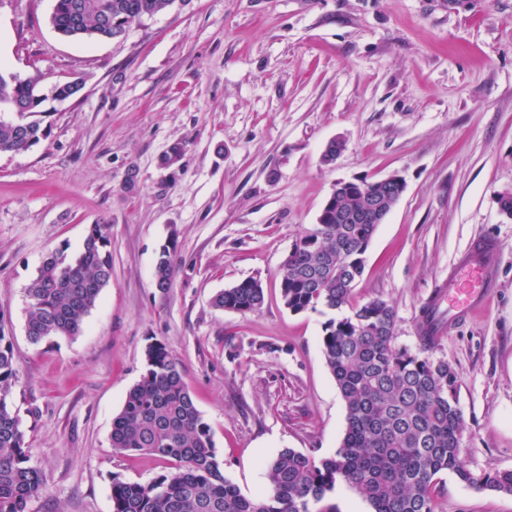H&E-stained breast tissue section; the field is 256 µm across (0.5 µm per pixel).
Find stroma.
Wrapping results in <instances>:
<instances>
[{"instance_id": "1", "label": "stroma", "mask_w": 512, "mask_h": 512, "mask_svg": "<svg viewBox=\"0 0 512 512\" xmlns=\"http://www.w3.org/2000/svg\"><path fill=\"white\" fill-rule=\"evenodd\" d=\"M51 11L52 0H0V71L81 84L47 104L37 145L0 154V330L43 483L28 512H112L113 479L169 472L111 446L155 342L180 363L244 495L267 489L282 449L333 455L346 411L321 348L331 314L288 310L281 265L336 182L394 174L406 188L354 300L387 301L398 344L417 347L454 257L499 239L486 305L434 355L458 375L467 467L512 470V218L498 204L512 192V0H189L97 42L59 35ZM335 138L344 149L324 164ZM92 224L112 227L111 283L79 335L31 343L30 279L56 248L78 251ZM164 247L176 264L165 294ZM250 278L260 312L212 306ZM435 504L512 512V495L447 472ZM175 275V264L172 260L170 251L164 247L155 266L154 278L155 286L159 292L168 293L172 287Z\"/></svg>"}]
</instances>
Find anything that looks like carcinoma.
<instances>
[{
  "label": "carcinoma",
  "mask_w": 512,
  "mask_h": 512,
  "mask_svg": "<svg viewBox=\"0 0 512 512\" xmlns=\"http://www.w3.org/2000/svg\"><path fill=\"white\" fill-rule=\"evenodd\" d=\"M177 1L187 2L54 0L50 23L65 37L115 40L132 23ZM76 92L74 81L45 88L39 75L0 73V111L23 106L39 113L48 97ZM43 136L38 120L23 125L0 119V153L25 151ZM375 196L389 211L400 198L396 188L377 181L349 182L333 190L317 223L299 235L281 268V299L289 310H351L324 323L322 336L323 357L346 409L336 452L317 460L284 448L267 464L266 492L242 494L224 476L211 426L178 362L155 342L146 349L144 373L113 419L111 441L120 452L150 455L172 463L174 470L148 483L114 478L113 512H336L327 500L338 483L360 494L371 512H436L435 490L448 471L470 487L512 495V470L478 474L464 464L457 375L448 361L433 357L439 338L429 308H424L413 351L397 345L396 312L385 300L352 304L378 225L368 215L345 224L339 216L360 210ZM174 275L165 247L154 271L159 292H169ZM111 280V226L92 224L79 253L54 250L31 278L28 339L38 344L51 336L78 335ZM264 303V288L256 279L242 280L213 298L214 307L244 314L260 311ZM16 378L12 344L0 329V512H28V503L42 491L11 401Z\"/></svg>",
  "instance_id": "carcinoma-1"
}]
</instances>
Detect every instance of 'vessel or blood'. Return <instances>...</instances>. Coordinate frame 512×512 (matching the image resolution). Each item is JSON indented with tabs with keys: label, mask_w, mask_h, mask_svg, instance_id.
<instances>
[{
	"label": "vessel or blood",
	"mask_w": 512,
	"mask_h": 512,
	"mask_svg": "<svg viewBox=\"0 0 512 512\" xmlns=\"http://www.w3.org/2000/svg\"><path fill=\"white\" fill-rule=\"evenodd\" d=\"M500 244L495 237L473 239L448 269V278L429 297L430 303H447V320H435L436 334H443L446 321L459 320L481 307L490 292Z\"/></svg>",
	"instance_id": "vessel-or-blood-1"
}]
</instances>
